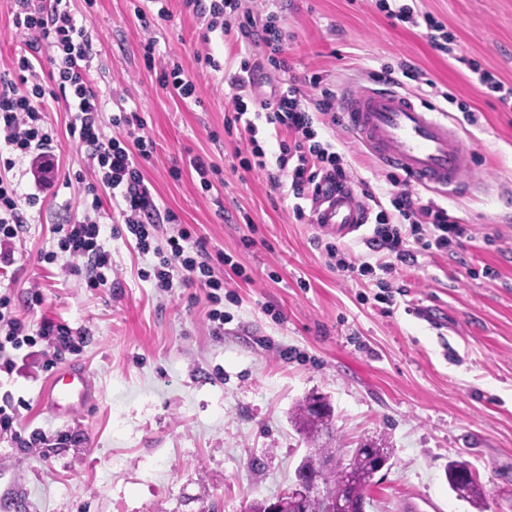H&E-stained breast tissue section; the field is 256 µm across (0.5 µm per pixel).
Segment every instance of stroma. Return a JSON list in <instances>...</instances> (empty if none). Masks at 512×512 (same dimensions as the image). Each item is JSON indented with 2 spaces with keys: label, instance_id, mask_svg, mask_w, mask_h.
Instances as JSON below:
<instances>
[{
  "label": "stroma",
  "instance_id": "1",
  "mask_svg": "<svg viewBox=\"0 0 512 512\" xmlns=\"http://www.w3.org/2000/svg\"><path fill=\"white\" fill-rule=\"evenodd\" d=\"M143 0H96L87 17L96 55L92 80L106 93L104 116L141 113L155 144L143 174L161 206L179 217L168 227L206 243L229 294L220 305L224 329L213 332L209 288L176 273L169 288L141 278L155 262L131 235L116 236L121 199L102 193L101 244L112 259L111 283L88 287L79 271L39 262L56 247L55 228L81 213L95 175L84 148L66 132L64 103L46 114L54 135V168L24 162L19 190L42 187V205L21 241L0 262V292L11 293L31 325L50 319L84 332L76 363L98 391L97 402L69 423L42 403L51 376L40 348L0 373V402L25 399L22 425L44 433L33 448L0 437V512H247L295 478L307 445L291 424L312 392L334 408L336 445L363 442L390 449L376 474L367 512H512V111L480 93L463 64L434 50L422 29L394 26L375 0H275L290 77L322 79L310 89L336 93L369 84L383 67L409 62L416 80L404 89L455 123L474 148L468 195L421 190L467 225L468 238L418 253L401 265L405 295L377 299L375 277L338 271L325 250L350 249L357 262L379 265L387 252L369 248L372 225L340 238L297 220L293 196L245 171L247 134L224 129L232 91L224 77L242 55L221 32L169 0L170 16L143 29ZM457 40V52L512 86V0H414ZM209 43H202V34ZM156 45V67L144 58ZM211 53L216 65L197 57ZM178 63L199 90L181 100L159 84L161 62ZM356 180L376 196L386 172L343 125L318 127ZM209 158L215 171L203 190L189 165ZM310 208V201H303ZM38 285L40 304L30 302ZM464 460L484 489L481 508L448 489L449 461Z\"/></svg>",
  "mask_w": 512,
  "mask_h": 512
}]
</instances>
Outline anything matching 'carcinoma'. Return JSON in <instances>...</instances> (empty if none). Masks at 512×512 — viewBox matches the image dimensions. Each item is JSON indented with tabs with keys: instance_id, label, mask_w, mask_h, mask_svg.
<instances>
[{
	"instance_id": "obj_1",
	"label": "carcinoma",
	"mask_w": 512,
	"mask_h": 512,
	"mask_svg": "<svg viewBox=\"0 0 512 512\" xmlns=\"http://www.w3.org/2000/svg\"><path fill=\"white\" fill-rule=\"evenodd\" d=\"M333 408L326 398L311 395L299 404L293 420L297 430L305 438L314 443L298 467V471H306L315 475L329 488L336 487L339 472L327 467V463L333 459L342 460L340 449L330 444H318L319 437L330 435ZM377 457L354 448L348 459V466L355 475V480L350 486V509L352 512H362L363 504L368 499V486L372 481L376 470ZM448 485L456 493L457 497L467 500L478 506L482 499V490L479 480L469 466L463 462L448 464L446 472Z\"/></svg>"
}]
</instances>
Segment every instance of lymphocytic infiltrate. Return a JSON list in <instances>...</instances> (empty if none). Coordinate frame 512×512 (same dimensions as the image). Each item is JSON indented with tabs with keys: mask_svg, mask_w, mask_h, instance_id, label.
<instances>
[{
	"mask_svg": "<svg viewBox=\"0 0 512 512\" xmlns=\"http://www.w3.org/2000/svg\"><path fill=\"white\" fill-rule=\"evenodd\" d=\"M14 26L23 32L25 47L11 69L0 71V243L23 237L29 222L28 212L40 202L39 193L20 194L12 175L17 163L50 160L53 155V132L45 124L44 112L50 102L65 101L68 112L67 132L85 147L87 159L96 176L87 188L93 211H101V191L120 196L126 230L135 240L139 251L154 253L156 262L149 275L158 287H171L174 274L184 271L211 288L213 304L208 319L215 330H223L224 313L220 311V290L224 283L207 262V250L201 240L193 238L188 229L179 228L168 239V250L154 249L153 243L165 225H177L179 218L171 210L160 208L145 181L141 164L153 156L154 145L144 133L143 118L135 111L119 110L110 122H103L105 95L96 90L89 72L93 54L92 38L70 8V0H15ZM186 8L200 16H208L207 32H236L241 43L251 41V20H240L243 0H184ZM378 8L391 21L417 24L424 22L426 38L435 50L448 52L454 37L434 16H417L408 0H379ZM238 25H230V18ZM262 41L266 47L263 59L242 61L238 73L227 82L235 88L232 98L234 119L241 122L247 134L256 127L247 119L249 105H257L267 124L286 128L292 137L280 141L275 159H268L259 144H252L250 156L242 166L262 173L272 188L290 187L298 204L293 212L304 218L303 199H318L330 191L348 185L351 179L335 143L317 138L315 122L335 108V91L323 90L314 108H307L306 97L296 83H289L282 93L255 98L246 103L242 92L254 86V74L260 70L286 71L283 31L276 12H268L263 26ZM51 52L53 69L48 80H41L36 65L44 52ZM122 129L123 137L109 136L105 128ZM390 184L389 209L375 216V227L369 240L371 247L392 254L385 263V273H393L397 263H411L416 251H430L447 246L450 238L464 237L466 229L452 220L447 209L415 195L407 181L388 175ZM56 247L44 252L42 262L54 263L59 254L93 260L87 271V285L106 286L112 264L101 243V225L88 216L77 217L72 223L56 228ZM84 337L68 325L42 321L38 327L20 318L10 294L0 293V371L12 373L15 359L26 348L42 347L47 367H54L65 355L79 353Z\"/></svg>",
	"mask_w": 512,
	"mask_h": 512,
	"instance_id": "lymphocytic-infiltrate-1",
	"label": "lymphocytic infiltrate"
}]
</instances>
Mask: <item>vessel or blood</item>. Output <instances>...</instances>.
<instances>
[{"mask_svg": "<svg viewBox=\"0 0 512 512\" xmlns=\"http://www.w3.org/2000/svg\"><path fill=\"white\" fill-rule=\"evenodd\" d=\"M340 112L343 124L381 167L416 186L454 192L475 168L474 153L457 130L438 117L436 108L412 94L377 81L345 94ZM314 216L342 236L359 232L365 224L363 206L351 189L329 196ZM95 398L85 367L70 364L54 372L43 402L55 418L67 422Z\"/></svg>", "mask_w": 512, "mask_h": 512, "instance_id": "b4317fda", "label": "vessel or blood"}]
</instances>
